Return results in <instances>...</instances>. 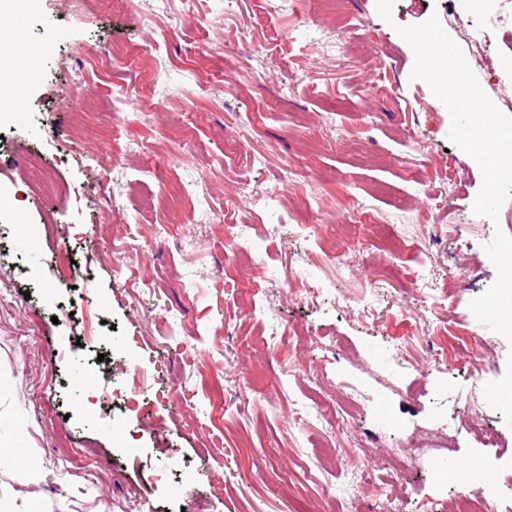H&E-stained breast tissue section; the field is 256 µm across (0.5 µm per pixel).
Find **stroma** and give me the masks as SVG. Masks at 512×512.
<instances>
[{"label": "stroma", "mask_w": 512, "mask_h": 512, "mask_svg": "<svg viewBox=\"0 0 512 512\" xmlns=\"http://www.w3.org/2000/svg\"><path fill=\"white\" fill-rule=\"evenodd\" d=\"M497 6L396 0L387 21L376 0H338L339 24L323 0H36L20 46L46 19L69 41L5 81L21 110L0 187L23 209L0 230V426L27 422L46 512H450L444 458L487 461L472 492L498 485L512 512V405L481 383L492 369L512 388V343L469 309L496 280L484 246L512 237V199L497 220L473 213L481 170L398 33L435 16L463 47ZM494 69L512 72L510 32L472 67L497 102L512 79L488 84ZM72 82L80 100L63 98ZM30 152L58 193L28 187ZM148 195L175 205L166 234ZM240 226L255 266L227 250ZM450 327L463 341L446 353ZM131 378L139 409H103ZM438 386L458 421L502 418L500 440L462 429L447 457L394 470Z\"/></svg>", "instance_id": "1"}]
</instances>
